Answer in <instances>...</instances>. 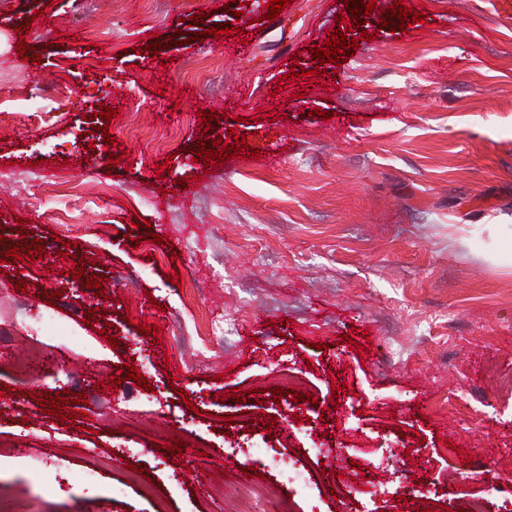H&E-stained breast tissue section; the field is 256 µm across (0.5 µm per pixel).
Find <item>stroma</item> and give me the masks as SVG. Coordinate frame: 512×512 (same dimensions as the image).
Listing matches in <instances>:
<instances>
[{
	"label": "stroma",
	"mask_w": 512,
	"mask_h": 512,
	"mask_svg": "<svg viewBox=\"0 0 512 512\" xmlns=\"http://www.w3.org/2000/svg\"><path fill=\"white\" fill-rule=\"evenodd\" d=\"M403 2L424 15L404 31L380 25L394 0L361 30L345 0L272 21L246 0H0V168L42 176L30 199L0 180V246H45L0 264V326L29 361L0 363L9 512H273L240 495L262 480L294 512H512V0ZM193 15L233 29L170 44ZM339 26L353 57L317 65ZM231 50L237 66L194 81ZM202 111L221 148L246 147L194 161ZM138 221L158 242L132 244ZM82 256L109 293L71 278ZM38 391L85 393L86 417L44 414ZM293 460L303 484L281 476Z\"/></svg>",
	"instance_id": "1"
}]
</instances>
